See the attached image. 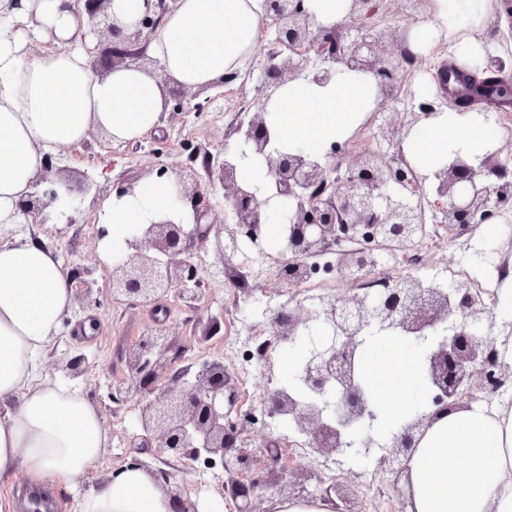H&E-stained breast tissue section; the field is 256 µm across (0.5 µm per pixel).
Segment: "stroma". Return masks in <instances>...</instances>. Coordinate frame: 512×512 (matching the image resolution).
I'll list each match as a JSON object with an SVG mask.
<instances>
[{
  "mask_svg": "<svg viewBox=\"0 0 512 512\" xmlns=\"http://www.w3.org/2000/svg\"><path fill=\"white\" fill-rule=\"evenodd\" d=\"M371 23H378L397 33L407 34L410 28L434 15L433 0H424L418 13L402 15L395 0H376ZM275 30L267 26L258 32L251 64L232 83L203 90H181L172 83L162 66H148L153 77L166 92L167 110L158 128L139 140L122 145L112 144L98 131L92 132L81 157L66 156L63 164L70 170L85 171L97 182L101 199L111 198L118 182L161 166L189 165L195 152L219 154L231 148L236 137L233 128L239 112L261 93L267 78V52L273 48ZM425 67L401 69L396 77L403 92L427 87L431 95H439L437 74L450 60L445 43L433 45L427 52ZM20 233H34L47 246L56 250L64 270L80 268L90 271L95 282L93 295L96 307L70 313L61 323L58 340L51 354L59 364V374H66V362L84 354L88 370L80 381L92 402L100 409L109 433V446L97 464L99 477H107L134 456L152 463L167 473L172 487L198 503L214 499L213 481L202 479L196 470L180 462H168L158 452L138 453L128 445L129 435L137 426L138 403L117 405L108 398L111 385L124 381L127 375L126 351L151 330H163L182 351L181 365L200 360L202 355L223 356L228 368H235L238 354H221L220 344L229 337L247 340L250 330L265 327L280 306L310 309L311 296L301 289L286 287L263 279L243 290L228 280L210 281L205 285L208 297L195 307L168 306L166 312L115 302L109 287L110 267L107 241L101 238V224L91 198H84L73 224H43L34 227L20 224ZM449 261L465 265L478 280L497 278L500 261L512 260V216H504L495 236H486L482 227L470 228L463 235L440 239L437 243ZM218 320L216 336L201 341L200 336L211 320ZM332 335L322 325L311 328L310 336L272 351L270 362L253 364L249 370V391L241 397L243 408L259 405L264 392L286 383L283 361L287 357L302 360L312 345H324ZM326 480L347 485L353 492L354 512H401L403 502L392 478L382 477L373 460L347 457L342 466L325 472Z\"/></svg>",
  "mask_w": 512,
  "mask_h": 512,
  "instance_id": "1",
  "label": "stroma"
}]
</instances>
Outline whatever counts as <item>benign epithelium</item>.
I'll return each mask as SVG.
<instances>
[{
    "label": "benign epithelium",
    "mask_w": 512,
    "mask_h": 512,
    "mask_svg": "<svg viewBox=\"0 0 512 512\" xmlns=\"http://www.w3.org/2000/svg\"><path fill=\"white\" fill-rule=\"evenodd\" d=\"M144 14L133 24L121 27L109 12L110 0H84L92 33L111 36L109 68L140 66L141 49L173 10L177 0H145ZM263 20L275 28V44L290 52H268V81L240 120L239 142L252 156L263 161L275 194L262 196V188L239 180L238 166L229 159L214 167L204 161L210 185L224 191L230 220L213 218L215 206L210 191L193 169H163L176 189L175 201L193 213L194 224H179L170 218L148 224L130 225L124 247L113 254L110 267L112 298L148 307L160 298L176 297L185 306L201 298V284L224 278V269L236 264L260 263L269 279L280 282L286 271L338 246V273L349 287L319 300L311 316L299 309H284L268 323L276 336L296 342L317 319L333 335L330 345L315 347L298 366L296 378L311 395L305 401L279 389H270L261 401L267 418L286 416L306 437V445L317 458L339 455L376 456L395 479L405 476L409 461L421 439L442 415L469 407L463 398L475 387L491 392L512 376L501 361L497 344L477 334L478 312L471 296L457 288L450 294L426 287L413 277L373 294L361 293L351 284L366 276L373 266V253L391 246L409 253L421 244L426 212L439 224L472 226L492 224L512 201L500 186L512 183V169L496 151L473 167L456 155L451 163L433 174L426 186L405 158L403 144L424 120L434 117L447 104L423 99L410 118L394 123L392 113L379 111V136L387 149L365 150L352 157L344 174L337 173L336 145L319 159L301 151L283 152L270 145V112L267 105L289 80L300 76L324 84L333 79L336 66L374 74L383 101L397 100L400 87L394 71L409 63L411 51L405 39L391 29H365L355 24L374 13V0H350L348 22L326 29L305 7L304 0H265ZM504 60L487 53L479 72L464 67L457 71L472 79L475 96L453 100L470 104L485 98L478 73L497 74ZM73 186L69 180L57 189H34L21 204L23 212L36 220L55 211L73 221ZM285 227L288 249L269 252L264 227L271 218ZM214 235L219 251L229 241L231 251L219 266L196 262L200 251ZM392 340L426 352L427 389L431 407H417L388 435L374 429L378 418L371 388L358 370V358L369 342ZM172 349L161 332L144 335L128 351V382L111 389L116 404L133 396L140 398L138 429L129 437L134 448H155L170 460H203L208 468L220 467L240 474L251 469L256 454L281 460L270 448L246 446L245 433L255 420L241 415L239 386L224 362L205 360L196 367L172 370L167 358ZM288 496L319 495L334 512H351L347 492L337 484L311 490V473L287 471ZM280 477H253L231 485L230 496L238 512H254L253 500L262 492L276 491Z\"/></svg>",
    "instance_id": "1"
}]
</instances>
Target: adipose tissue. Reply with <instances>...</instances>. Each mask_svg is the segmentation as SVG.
<instances>
[{
    "label": "adipose tissue",
    "instance_id": "1",
    "mask_svg": "<svg viewBox=\"0 0 512 512\" xmlns=\"http://www.w3.org/2000/svg\"><path fill=\"white\" fill-rule=\"evenodd\" d=\"M264 12L265 0H177L151 36L150 54L174 83L207 87L247 70ZM488 12L489 0H435L432 19L413 26L411 47L442 40L479 66L485 47L473 30ZM93 43L78 0H0V479L23 472L54 497L70 498L72 512H171L161 484L140 466L122 467L76 494L77 479L91 474L109 437L82 388L45 365L75 288L51 248L12 232L28 221L20 205L45 155L82 143L94 130L115 142L134 141L159 122L164 88L133 66L95 74ZM380 99L373 75L341 66L325 85L287 82L269 104L271 141L321 158ZM497 139L492 116L448 108L418 126L404 151L428 175L454 152L479 164ZM165 216L193 221L191 211L177 208L167 181L147 180L134 194L107 202L99 221L119 247L129 225ZM418 363L398 346L390 358L368 364L374 400L391 419L406 409ZM409 478V512H512V408L497 418L472 408L440 417L416 448Z\"/></svg>",
    "mask_w": 512,
    "mask_h": 512
}]
</instances>
